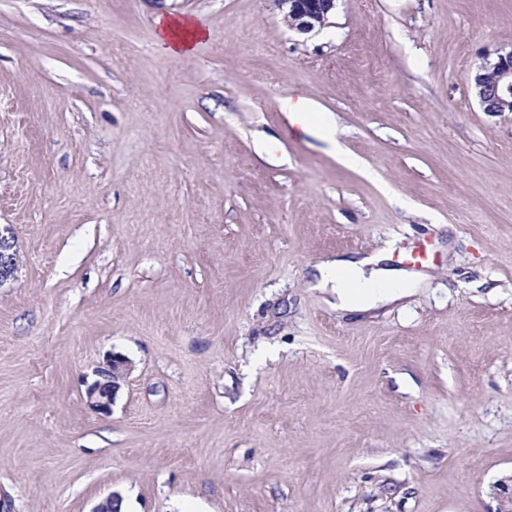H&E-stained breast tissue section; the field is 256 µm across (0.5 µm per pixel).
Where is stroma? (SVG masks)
Segmentation results:
<instances>
[{"label": "stroma", "instance_id": "1", "mask_svg": "<svg viewBox=\"0 0 512 512\" xmlns=\"http://www.w3.org/2000/svg\"><path fill=\"white\" fill-rule=\"evenodd\" d=\"M164 15L209 41L162 57ZM509 51L512 0H338L307 35L269 0H0V507L495 512L512 113L472 81ZM298 95L355 165L291 134ZM376 253L424 282L356 317L311 288ZM17 266L12 232L9 227L0 226V286L14 276ZM132 370V362L123 354L112 352L102 366L95 371L99 377L87 389V397L93 409L109 414L116 394Z\"/></svg>", "mask_w": 512, "mask_h": 512}]
</instances>
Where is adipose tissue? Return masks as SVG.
Instances as JSON below:
<instances>
[{"mask_svg": "<svg viewBox=\"0 0 512 512\" xmlns=\"http://www.w3.org/2000/svg\"><path fill=\"white\" fill-rule=\"evenodd\" d=\"M206 32L193 20L171 18L161 24L155 34L158 53L170 59L192 56ZM292 124L302 133L316 134L327 141L336 139V119L333 114L317 113L314 103L305 98L286 100L283 104ZM384 255L361 258H339L317 265L313 275L314 288L336 296L337 311L355 315L396 301L409 293L406 281L385 267Z\"/></svg>", "mask_w": 512, "mask_h": 512, "instance_id": "1", "label": "adipose tissue"}]
</instances>
